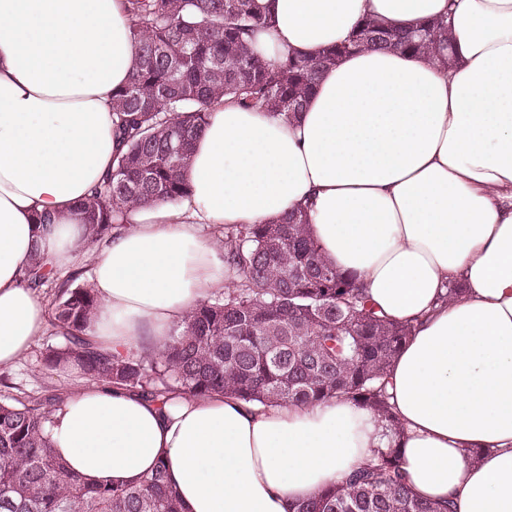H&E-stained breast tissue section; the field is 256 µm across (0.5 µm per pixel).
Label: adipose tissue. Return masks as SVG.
<instances>
[{
  "instance_id": "ef3b65f1",
  "label": "adipose tissue",
  "mask_w": 512,
  "mask_h": 512,
  "mask_svg": "<svg viewBox=\"0 0 512 512\" xmlns=\"http://www.w3.org/2000/svg\"><path fill=\"white\" fill-rule=\"evenodd\" d=\"M263 2L272 23L253 44L271 62L318 55L365 18L409 29L444 16L452 61L350 54L289 121L213 103L188 194L129 209L99 243L76 206L118 150L112 91L136 55L126 0H0V365L48 326L46 300L21 282L33 257L55 271L92 257L91 339L155 354L231 285L203 226L305 206L324 259L415 326L388 375L399 434L343 399L150 400L92 382L53 412L56 453L94 484L165 462L186 512H294L393 444L420 497L512 512V0Z\"/></svg>"
}]
</instances>
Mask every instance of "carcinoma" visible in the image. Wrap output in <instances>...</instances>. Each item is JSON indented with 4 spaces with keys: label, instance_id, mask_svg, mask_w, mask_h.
<instances>
[{
    "label": "carcinoma",
    "instance_id": "1",
    "mask_svg": "<svg viewBox=\"0 0 512 512\" xmlns=\"http://www.w3.org/2000/svg\"><path fill=\"white\" fill-rule=\"evenodd\" d=\"M138 50L126 84L112 92L120 151L112 172L78 206L90 237L112 233L134 205L185 195L183 173L212 101L230 96L246 108L290 120L323 73L363 48L430 53L448 23L427 20L413 32L359 22L350 39L312 58L266 61L249 43L271 23L257 0H126ZM224 263L233 287L184 319L164 350L149 355L101 352L88 335L98 300L86 285L61 284L51 325L63 342L45 363L80 367L91 380L146 399L171 393L203 398L229 393L246 403L312 404L330 398L366 407L399 430L387 390L390 363L414 326L368 303L359 279L327 263L305 216L224 227ZM58 280L32 263L30 288ZM55 398H0V512H185L166 466L127 484H90L57 456L46 433ZM296 512H456L453 501L428 503L412 491L399 449L351 471Z\"/></svg>",
    "mask_w": 512,
    "mask_h": 512
}]
</instances>
